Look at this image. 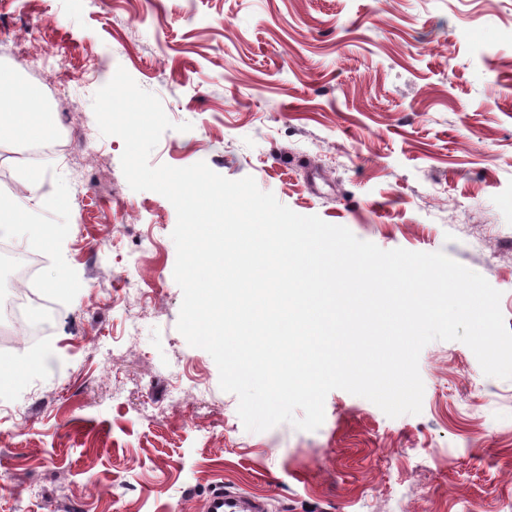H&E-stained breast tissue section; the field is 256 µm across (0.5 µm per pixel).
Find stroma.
<instances>
[{
    "label": "stroma",
    "instance_id": "1",
    "mask_svg": "<svg viewBox=\"0 0 512 512\" xmlns=\"http://www.w3.org/2000/svg\"><path fill=\"white\" fill-rule=\"evenodd\" d=\"M2 35L31 54L0 57V107L37 93L62 148L33 192L21 142L0 151L64 239L0 233L38 266L32 316L55 313L0 342V512H205L222 488L266 512H512V379L459 341L422 349L420 414L336 389L317 430H245L176 328V211L129 187L92 109L124 67L174 124L151 165L202 161L381 249L444 252L512 328V0H0ZM62 267L75 283L52 286Z\"/></svg>",
    "mask_w": 512,
    "mask_h": 512
}]
</instances>
